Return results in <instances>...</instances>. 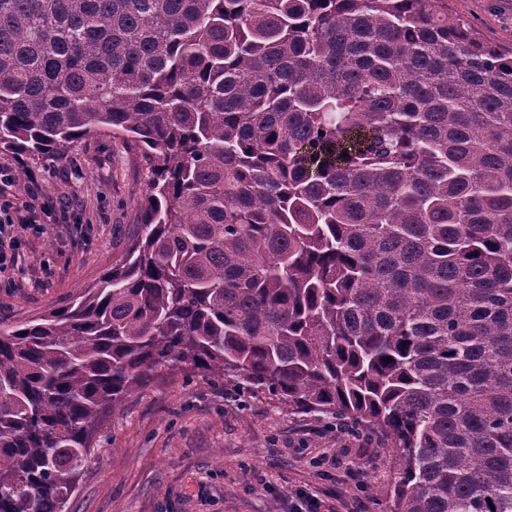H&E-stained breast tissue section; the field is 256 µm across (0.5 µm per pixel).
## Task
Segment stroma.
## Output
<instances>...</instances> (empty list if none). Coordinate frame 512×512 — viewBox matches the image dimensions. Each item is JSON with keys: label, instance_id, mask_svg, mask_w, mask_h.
Returning <instances> with one entry per match:
<instances>
[{"label": "stroma", "instance_id": "1", "mask_svg": "<svg viewBox=\"0 0 512 512\" xmlns=\"http://www.w3.org/2000/svg\"><path fill=\"white\" fill-rule=\"evenodd\" d=\"M483 41L512 50V0H448ZM8 193L14 203L38 191L57 217L43 234L21 235L16 264L0 273V328L65 306L126 252L136 232L147 174L131 148L103 133L67 155L22 165ZM335 417L295 412L265 392L181 369H162L101 424L105 439L84 467L65 512H290L298 493L336 505L335 476H319L323 456L352 463L358 484L345 487L366 512H386L393 482L389 442L370 427L337 436Z\"/></svg>", "mask_w": 512, "mask_h": 512}]
</instances>
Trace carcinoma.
I'll list each match as a JSON object with an SVG mask.
<instances>
[{"label":"carcinoma","mask_w":512,"mask_h":512,"mask_svg":"<svg viewBox=\"0 0 512 512\" xmlns=\"http://www.w3.org/2000/svg\"><path fill=\"white\" fill-rule=\"evenodd\" d=\"M105 131L138 231L0 329V512L179 364L381 430L390 512H512V52L448 0H0V151Z\"/></svg>","instance_id":"carcinoma-1"}]
</instances>
